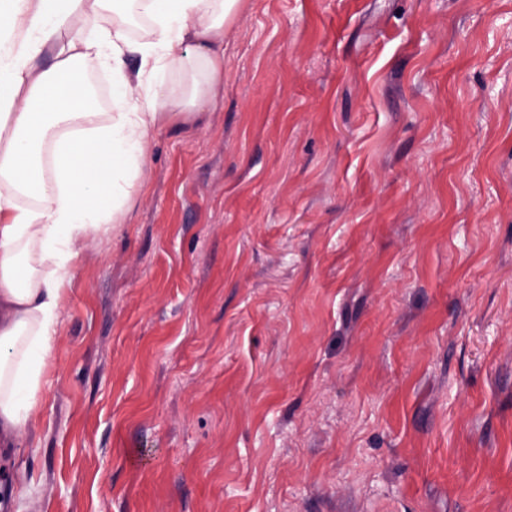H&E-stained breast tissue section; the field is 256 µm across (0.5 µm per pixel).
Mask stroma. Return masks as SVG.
Masks as SVG:
<instances>
[{
    "mask_svg": "<svg viewBox=\"0 0 512 512\" xmlns=\"http://www.w3.org/2000/svg\"><path fill=\"white\" fill-rule=\"evenodd\" d=\"M145 178L9 512H512V0H246Z\"/></svg>",
    "mask_w": 512,
    "mask_h": 512,
    "instance_id": "obj_1",
    "label": "stroma"
}]
</instances>
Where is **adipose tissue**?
<instances>
[{"instance_id":"adipose-tissue-1","label":"adipose tissue","mask_w":512,"mask_h":512,"mask_svg":"<svg viewBox=\"0 0 512 512\" xmlns=\"http://www.w3.org/2000/svg\"><path fill=\"white\" fill-rule=\"evenodd\" d=\"M243 5L0 0V24L12 31L0 52V447H19L43 403L74 261L120 223L162 126L214 104L224 30ZM128 8L149 20L132 41L105 24ZM41 56L51 57L48 68L36 67ZM89 62L110 77L111 111L95 108L77 79ZM166 72L186 76V92L168 86ZM21 194L35 204H19Z\"/></svg>"}]
</instances>
